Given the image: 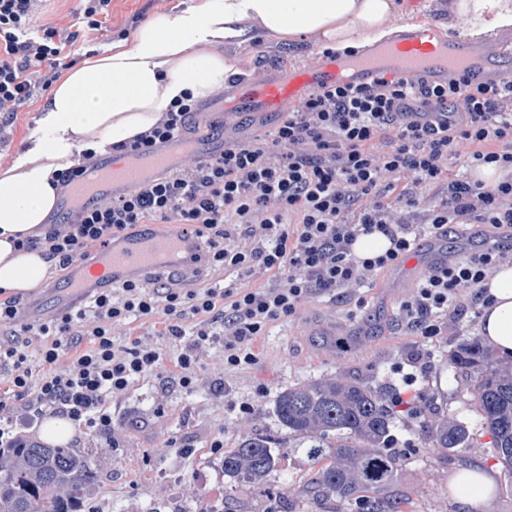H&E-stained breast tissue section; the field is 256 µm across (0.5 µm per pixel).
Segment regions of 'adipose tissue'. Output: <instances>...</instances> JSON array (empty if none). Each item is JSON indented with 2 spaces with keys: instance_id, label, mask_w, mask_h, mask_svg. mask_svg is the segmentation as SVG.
Listing matches in <instances>:
<instances>
[{
  "instance_id": "ef3b65f1",
  "label": "adipose tissue",
  "mask_w": 512,
  "mask_h": 512,
  "mask_svg": "<svg viewBox=\"0 0 512 512\" xmlns=\"http://www.w3.org/2000/svg\"><path fill=\"white\" fill-rule=\"evenodd\" d=\"M464 35L512 26V0H452ZM401 13L397 0H190L177 12L158 14L138 26L128 42L69 69L43 110L49 138L35 157L0 171V288L27 292L47 273L40 251L15 250L13 239L29 234L57 207L50 184L74 153L105 142L117 145L147 131L184 91L210 96L236 64L221 52L224 41H247L255 31L296 45L312 37L336 54L386 41ZM481 335L499 354L512 355V266L488 281ZM494 481L480 467L455 475L454 493L474 508L490 499Z\"/></svg>"
}]
</instances>
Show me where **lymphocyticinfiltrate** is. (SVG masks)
I'll list each match as a JSON object with an SVG mask.
<instances>
[{
  "mask_svg": "<svg viewBox=\"0 0 512 512\" xmlns=\"http://www.w3.org/2000/svg\"><path fill=\"white\" fill-rule=\"evenodd\" d=\"M39 0H0V112H13L35 91L49 92L75 63L76 33L38 21ZM200 101L191 92L170 102L159 120L118 156L140 155L181 132ZM472 147L467 168L494 166L495 186L448 179L458 142ZM408 187H400V179ZM446 190L422 205L419 191ZM141 224H182L201 243L193 269H233L259 278L254 288H181L127 281L88 295L83 308L43 322L21 323L19 300L0 301V326L21 325L35 344L33 370L26 344L0 340V366L10 372L0 396V447L21 439L18 410L33 402L79 427L112 430L113 397L135 382L170 373L193 390L200 352L214 342L224 363H255V343L268 327L295 313L319 291L372 281L412 253L415 225L445 235L453 224L512 229V88L469 84L465 78L426 84L379 75L360 86L336 84L306 94L269 134L225 147L221 157L192 160L176 172L142 180L37 235L18 248L42 250L64 270L94 244L108 245ZM379 232L383 253L357 259L360 235ZM504 254L480 251L432 268L402 305L407 327L437 335V318L461 291L480 289ZM163 322L164 336L184 340L170 360L133 323ZM123 338H115L116 328Z\"/></svg>",
  "mask_w": 512,
  "mask_h": 512,
  "instance_id": "f902f5d3",
  "label": "lymphocytic infiltrate"
}]
</instances>
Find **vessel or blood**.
Listing matches in <instances>:
<instances>
[{
  "label": "vessel or blood",
  "instance_id": "obj_1",
  "mask_svg": "<svg viewBox=\"0 0 512 512\" xmlns=\"http://www.w3.org/2000/svg\"><path fill=\"white\" fill-rule=\"evenodd\" d=\"M458 72L475 84L512 86V37L471 44L443 36L428 23L404 27L386 44L350 61L324 56L313 65L289 71L284 79L267 76L258 81H237L227 93V106L255 116V127L260 130L266 114L281 112L285 101L321 86L365 82L379 73L435 84ZM196 124L194 133L176 135L144 157L99 158L89 174L62 193L59 213L68 215L76 206L97 205L124 195L146 175L175 172L185 154H194L204 162L218 158L226 145L240 140L232 127L213 118L211 110H201ZM198 246L193 236L152 230L111 243L100 249L95 258H80L69 266L62 290L54 294L56 305L66 310L79 293L127 280H146L159 265L187 262Z\"/></svg>",
  "mask_w": 512,
  "mask_h": 512
}]
</instances>
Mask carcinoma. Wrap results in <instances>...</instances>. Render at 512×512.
<instances>
[{
	"instance_id": "1",
	"label": "carcinoma",
	"mask_w": 512,
	"mask_h": 512,
	"mask_svg": "<svg viewBox=\"0 0 512 512\" xmlns=\"http://www.w3.org/2000/svg\"><path fill=\"white\" fill-rule=\"evenodd\" d=\"M448 368L468 386L476 423L445 411L415 413L418 427L438 454L471 448L489 434L512 489V361L504 362L472 336L448 355ZM390 391L337 372L280 392L272 413L279 426L299 440L314 473L290 488L297 499L339 501L356 512H402L404 502L384 496L396 485L402 463L390 447L396 421ZM278 449L252 422L236 445L224 451L230 487H255L277 470ZM101 480L86 448L49 445L24 437L17 448L0 450V512H81L86 494Z\"/></svg>"
}]
</instances>
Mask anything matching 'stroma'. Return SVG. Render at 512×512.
I'll list each match as a JSON object with an SVG mask.
<instances>
[{
  "label": "stroma",
  "mask_w": 512,
  "mask_h": 512,
  "mask_svg": "<svg viewBox=\"0 0 512 512\" xmlns=\"http://www.w3.org/2000/svg\"><path fill=\"white\" fill-rule=\"evenodd\" d=\"M403 22H429L443 33L459 36L449 11L451 0H398ZM189 0H112V15L101 31L80 33L79 42L102 53L121 43L133 19L185 8ZM226 56L239 60V70L253 74L296 69L321 56L313 39L291 48L277 39L256 35L242 44L223 47ZM46 96L35 92L17 112L0 122V171L23 158L33 143L45 135L40 123ZM431 242L423 236L422 251L381 271L373 282L354 291L317 294L296 312L274 324L258 342L256 364L229 368L221 344L201 355L196 387L185 390L170 378L153 379L134 386L111 403L114 428L106 435L74 432L72 442L92 449L101 472L99 487L84 502L86 512H222L224 508V455L211 443L223 438L234 447L238 436L239 406L255 403L256 424L280 447V464L263 487L238 488L234 500L245 512H269L272 503L287 496L290 487L302 485L312 474L305 455L288 447V431L272 415L274 401L289 386L344 372L370 384H390L404 392L413 406L423 409L428 398L439 407L458 410L462 389L457 374L444 370V360L454 345L478 335L484 300L464 292L444 316L438 335L420 336L401 322L400 303L410 296L429 264L423 254ZM456 256L476 247L497 244L512 250V237L492 235L483 225L451 228L442 239ZM264 387L256 396V387ZM395 445L402 460L399 488L409 502L403 512H472L450 490L460 467L478 464L492 471L495 488L487 512H512V493L495 459L489 437L472 448H459L441 459L420 429L399 430ZM191 455H184V448Z\"/></svg>",
  "instance_id": "1"
}]
</instances>
